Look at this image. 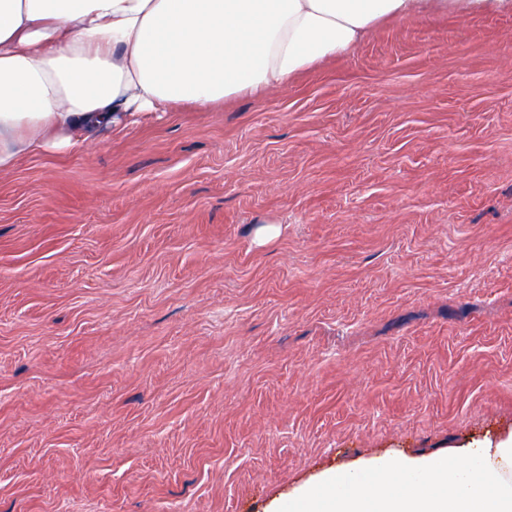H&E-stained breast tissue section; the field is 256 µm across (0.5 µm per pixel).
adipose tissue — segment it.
<instances>
[{"label":"adipose tissue","mask_w":512,"mask_h":512,"mask_svg":"<svg viewBox=\"0 0 512 512\" xmlns=\"http://www.w3.org/2000/svg\"><path fill=\"white\" fill-rule=\"evenodd\" d=\"M485 12L512 0H0V173L131 112L280 89L383 20ZM288 512H512V432L443 459L365 460Z\"/></svg>","instance_id":"1"}]
</instances>
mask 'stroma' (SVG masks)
I'll return each instance as SVG.
<instances>
[{
    "label": "stroma",
    "mask_w": 512,
    "mask_h": 512,
    "mask_svg": "<svg viewBox=\"0 0 512 512\" xmlns=\"http://www.w3.org/2000/svg\"><path fill=\"white\" fill-rule=\"evenodd\" d=\"M511 431V14L0 173V512H286Z\"/></svg>",
    "instance_id": "obj_1"
}]
</instances>
